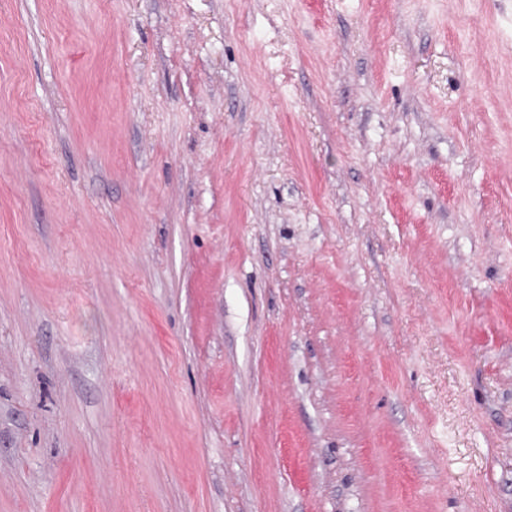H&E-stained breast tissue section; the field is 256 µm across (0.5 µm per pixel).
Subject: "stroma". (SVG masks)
<instances>
[{
  "label": "stroma",
  "instance_id": "stroma-1",
  "mask_svg": "<svg viewBox=\"0 0 512 512\" xmlns=\"http://www.w3.org/2000/svg\"><path fill=\"white\" fill-rule=\"evenodd\" d=\"M0 512H512V0H0Z\"/></svg>",
  "mask_w": 512,
  "mask_h": 512
}]
</instances>
